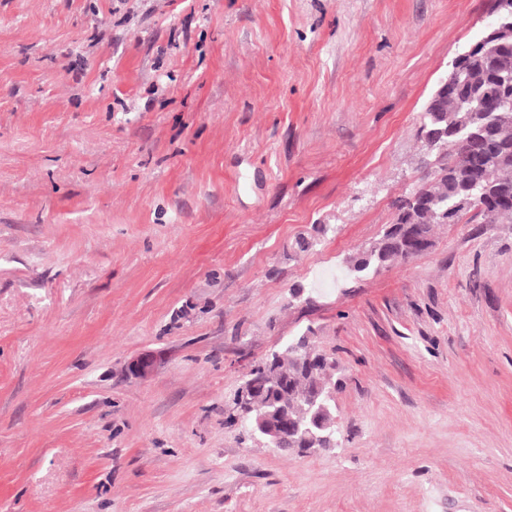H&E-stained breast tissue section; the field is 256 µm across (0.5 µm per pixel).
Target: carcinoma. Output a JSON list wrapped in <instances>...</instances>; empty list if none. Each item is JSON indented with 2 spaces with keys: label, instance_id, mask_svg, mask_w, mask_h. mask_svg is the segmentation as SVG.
Here are the masks:
<instances>
[{
  "label": "carcinoma",
  "instance_id": "1",
  "mask_svg": "<svg viewBox=\"0 0 512 512\" xmlns=\"http://www.w3.org/2000/svg\"><path fill=\"white\" fill-rule=\"evenodd\" d=\"M512 91V40L500 45L488 57L479 43L465 57L462 72L453 83L431 95L419 129L423 150L432 157L427 175L413 191L415 201L399 200L395 220L382 236L358 252L350 263L354 271L383 268L396 258L410 259L421 254L407 246L406 235L415 234L423 245H433L434 227L457 224L477 208L487 224L512 223V162L502 161L484 144L512 146V107L506 102ZM448 135L442 151L428 149L425 140L436 132ZM303 348L278 353L271 365L261 359L251 365L261 384L244 400L236 393L227 407V421L256 419L265 413L275 420L302 425L311 416L309 399L328 389L335 361L315 354V369L303 365ZM327 439L306 442L284 431L282 448H329L336 446L332 416L325 418Z\"/></svg>",
  "mask_w": 512,
  "mask_h": 512
}]
</instances>
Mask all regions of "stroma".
<instances>
[{"label":"stroma","mask_w":512,"mask_h":512,"mask_svg":"<svg viewBox=\"0 0 512 512\" xmlns=\"http://www.w3.org/2000/svg\"><path fill=\"white\" fill-rule=\"evenodd\" d=\"M492 4L0 0V512H512V224L349 270ZM303 335L308 453L224 414ZM327 424V430L325 434L328 436L327 439L318 442H306L300 438L297 433L291 431H284V434L280 440V446L276 448H332L335 447V434L336 430L333 424L332 415L329 414L325 418Z\"/></svg>","instance_id":"obj_1"}]
</instances>
